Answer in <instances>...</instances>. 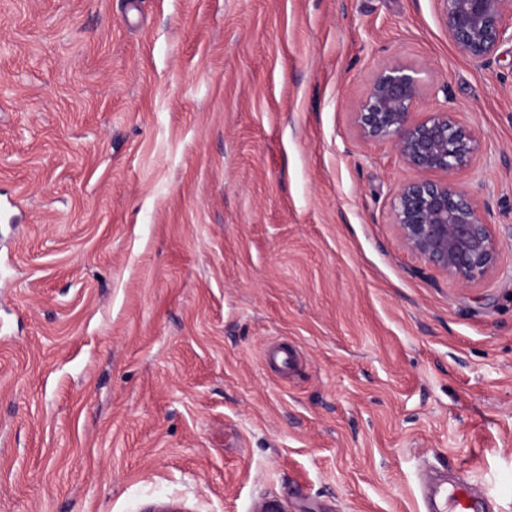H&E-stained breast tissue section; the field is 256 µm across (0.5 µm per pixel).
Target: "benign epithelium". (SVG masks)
<instances>
[{"mask_svg": "<svg viewBox=\"0 0 512 512\" xmlns=\"http://www.w3.org/2000/svg\"><path fill=\"white\" fill-rule=\"evenodd\" d=\"M456 51L483 67L500 43L512 40L505 22L512 0H437ZM422 95L418 72L396 64L382 70L354 105L360 137L387 144L402 164L422 177L398 185L391 221L402 245L466 287L494 265L498 242L487 204L452 180L467 167L478 135L457 113L416 111ZM430 173L444 175L429 179Z\"/></svg>", "mask_w": 512, "mask_h": 512, "instance_id": "benign-epithelium-1", "label": "benign epithelium"}]
</instances>
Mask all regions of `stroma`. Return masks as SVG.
Here are the masks:
<instances>
[{"label": "stroma", "instance_id": "stroma-1", "mask_svg": "<svg viewBox=\"0 0 512 512\" xmlns=\"http://www.w3.org/2000/svg\"><path fill=\"white\" fill-rule=\"evenodd\" d=\"M479 137L468 287L405 249L384 68ZM512 512V42L436 0H0V512ZM442 21L452 37L456 51L476 67L485 66L500 43L512 41V24L505 22L506 11L512 17L511 0H436ZM484 493L475 491L465 482L458 483L447 492L435 490L423 497L424 507L434 512H483L488 509V501L483 499ZM445 498V507L441 509L440 500Z\"/></svg>", "mask_w": 512, "mask_h": 512}]
</instances>
